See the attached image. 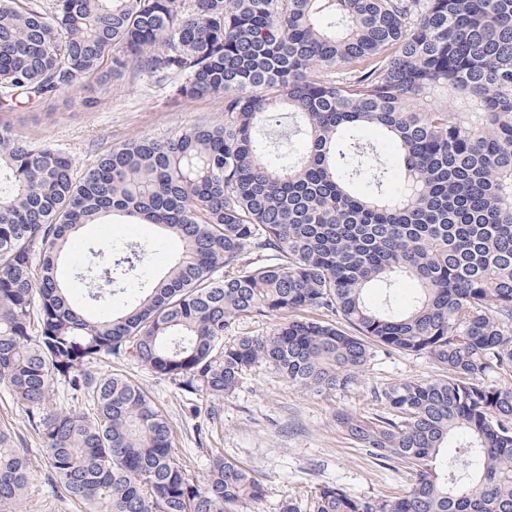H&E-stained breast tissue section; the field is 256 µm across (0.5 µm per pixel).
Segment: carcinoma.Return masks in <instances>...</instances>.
<instances>
[{
  "instance_id": "cac0c4a2",
  "label": "carcinoma",
  "mask_w": 512,
  "mask_h": 512,
  "mask_svg": "<svg viewBox=\"0 0 512 512\" xmlns=\"http://www.w3.org/2000/svg\"><path fill=\"white\" fill-rule=\"evenodd\" d=\"M106 62L116 78H178L177 99L221 96L224 117L83 170L0 121V385L62 494L81 512H246L264 496L222 456L195 480L114 358L220 399L262 364L344 389L382 349L443 375L385 386L381 411L336 423L413 486H323L316 512H512V0H0L1 110ZM287 114L307 144L291 159L270 140ZM115 217L181 252L148 282L147 248L90 249L77 280L93 316L58 265L80 228ZM247 316L276 317L273 333L225 340ZM61 384L89 410L50 408ZM31 479L0 431V512Z\"/></svg>"
}]
</instances>
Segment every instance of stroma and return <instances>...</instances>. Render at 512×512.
Returning a JSON list of instances; mask_svg holds the SVG:
<instances>
[{"mask_svg": "<svg viewBox=\"0 0 512 512\" xmlns=\"http://www.w3.org/2000/svg\"><path fill=\"white\" fill-rule=\"evenodd\" d=\"M93 106H83V98ZM219 96L177 102L169 89L148 76L114 79L100 71L85 88L62 91L40 101L19 105L7 113L18 133L51 142L85 168L113 146L136 137L164 140L195 122L222 118ZM141 243L151 249L149 271L162 275L180 250L153 224H92L73 241L59 266L71 280L91 246ZM115 370L146 388L167 414L174 431V452L195 478H203L213 456L237 462L264 486L254 512H279L285 498L295 499L300 512H313L320 487L331 485L351 495H398L412 478L404 467L373 459L336 424L335 414L367 415L380 408L375 393L405 380H433L440 371L427 358L380 352L348 388L317 394L288 384L275 370L259 366L246 376L235 394L223 399L189 396L174 384L157 378L123 359ZM0 430L10 433L31 462L34 481L18 512H79L48 477L40 436L30 425L24 407L0 388Z\"/></svg>", "mask_w": 512, "mask_h": 512, "instance_id": "obj_1", "label": "stroma"}]
</instances>
